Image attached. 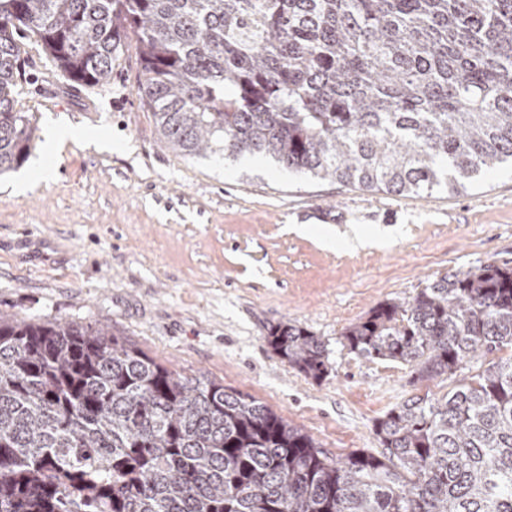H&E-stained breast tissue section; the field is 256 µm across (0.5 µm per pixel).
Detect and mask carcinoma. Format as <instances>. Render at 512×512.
<instances>
[{
  "label": "carcinoma",
  "instance_id": "1",
  "mask_svg": "<svg viewBox=\"0 0 512 512\" xmlns=\"http://www.w3.org/2000/svg\"><path fill=\"white\" fill-rule=\"evenodd\" d=\"M135 37L166 148L271 158L394 195L512 161V0H0V173L36 138L19 42L97 85ZM365 357L453 375L512 349V267L452 273L343 333ZM268 345L313 379L318 337ZM336 459L251 395L170 371L105 324L0 314V512H512V355Z\"/></svg>",
  "mask_w": 512,
  "mask_h": 512
}]
</instances>
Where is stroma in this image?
Masks as SVG:
<instances>
[{
	"label": "stroma",
	"instance_id": "35a3bbf8",
	"mask_svg": "<svg viewBox=\"0 0 512 512\" xmlns=\"http://www.w3.org/2000/svg\"><path fill=\"white\" fill-rule=\"evenodd\" d=\"M22 58L15 108L37 128L30 159L52 161L55 177L19 195L16 172L0 176V313L109 324L171 371L258 398L337 459L379 451L375 424L387 412L442 398L488 367L479 356L418 381L410 365L350 352L342 333L449 272L512 267V167L463 190L397 196L260 157L187 158L163 145L138 96L133 45L94 86L68 80L35 42ZM56 124L123 149L52 142ZM352 225L387 237L357 250L321 237ZM286 321L324 343L322 379L268 346L269 328Z\"/></svg>",
	"mask_w": 512,
	"mask_h": 512
}]
</instances>
